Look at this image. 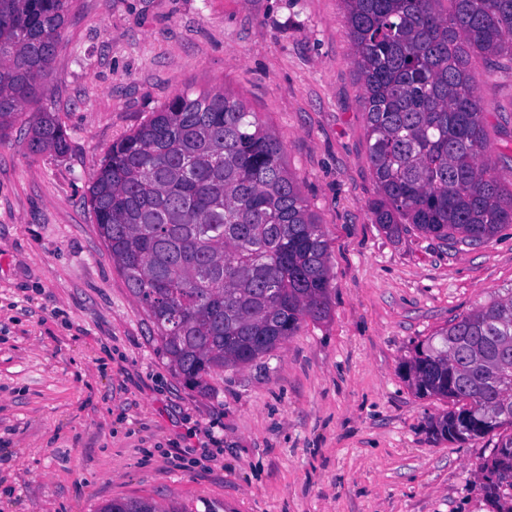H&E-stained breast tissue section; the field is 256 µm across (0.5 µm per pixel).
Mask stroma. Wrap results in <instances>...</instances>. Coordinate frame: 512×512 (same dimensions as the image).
Instances as JSON below:
<instances>
[{"mask_svg": "<svg viewBox=\"0 0 512 512\" xmlns=\"http://www.w3.org/2000/svg\"><path fill=\"white\" fill-rule=\"evenodd\" d=\"M493 161L512 167V64L486 66ZM239 93L285 146L328 243L330 315L185 387L98 235L112 143L185 88ZM363 89L343 0H73L43 96L64 154L0 139V512H499L481 465L508 438L434 440L450 409L405 366L512 292V224L473 247L387 234L369 204ZM100 512H164L148 499L112 500L100 508Z\"/></svg>", "mask_w": 512, "mask_h": 512, "instance_id": "1", "label": "stroma"}]
</instances>
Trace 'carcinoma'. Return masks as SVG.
<instances>
[{"label":"carcinoma","mask_w":512,"mask_h":512,"mask_svg":"<svg viewBox=\"0 0 512 512\" xmlns=\"http://www.w3.org/2000/svg\"><path fill=\"white\" fill-rule=\"evenodd\" d=\"M364 89L374 222L477 246L512 224V188L491 159L472 59L512 61V0H344ZM70 0H0V136L50 75ZM24 120V119H22ZM33 155L67 134L39 110ZM89 202L100 238L143 305L169 369L200 393L330 315L324 231L274 131L223 88L183 91L112 143ZM406 368L415 393L452 402L431 423L466 443L512 429V294L436 332ZM472 425L464 429L459 416ZM481 469L512 498V438ZM100 512H162L148 499Z\"/></svg>","instance_id":"carcinoma-1"}]
</instances>
